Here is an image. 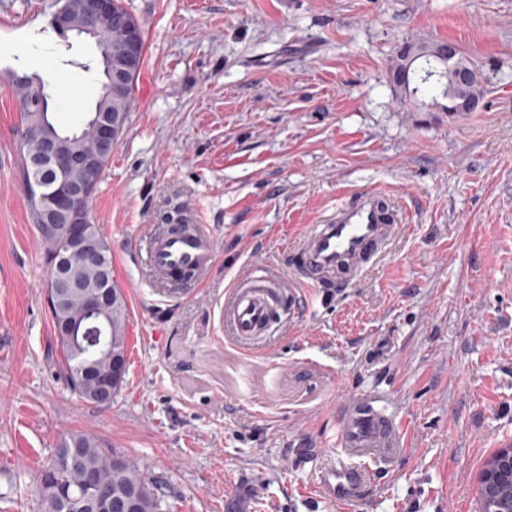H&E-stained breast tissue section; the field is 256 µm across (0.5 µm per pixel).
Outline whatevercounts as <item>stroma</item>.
I'll use <instances>...</instances> for the list:
<instances>
[{
    "instance_id": "1",
    "label": "stroma",
    "mask_w": 512,
    "mask_h": 512,
    "mask_svg": "<svg viewBox=\"0 0 512 512\" xmlns=\"http://www.w3.org/2000/svg\"><path fill=\"white\" fill-rule=\"evenodd\" d=\"M61 4L0 0V512H40L36 477L71 434L165 481L163 512H477L479 473L512 446V0H124L146 48L89 201L128 308L106 405L59 371L20 177L18 78L53 70L64 127L100 88L94 40L51 26ZM406 39L480 70L475 112L402 102L388 67ZM366 188L408 224L349 287H307L304 230ZM173 219L210 225L217 255L161 284L141 251ZM257 270L293 292L247 356L224 297ZM351 394L405 420L406 442L339 506L316 475Z\"/></svg>"
}]
</instances>
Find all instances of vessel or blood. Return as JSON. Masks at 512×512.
<instances>
[{"label": "vessel or blood", "mask_w": 512, "mask_h": 512, "mask_svg": "<svg viewBox=\"0 0 512 512\" xmlns=\"http://www.w3.org/2000/svg\"><path fill=\"white\" fill-rule=\"evenodd\" d=\"M408 216L391 205L383 190L352 193L337 201L322 223L309 225L294 266L307 285L344 288L348 276L359 273L372 257L383 255ZM215 244L209 226L201 224L186 233L163 232L150 238L144 262L156 281L203 273L214 260ZM284 284L262 276L242 280L224 302V328L239 348L267 325L271 308L283 294ZM339 457L320 470L319 485L330 501L344 505L358 499L365 489L370 464L386 460L402 446L403 426L375 400L349 397L339 407Z\"/></svg>", "instance_id": "1"}]
</instances>
